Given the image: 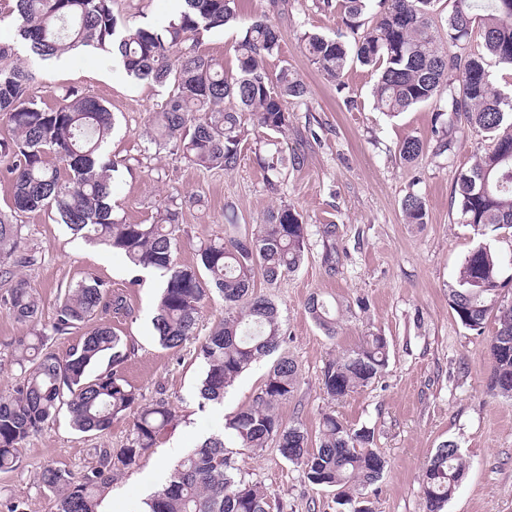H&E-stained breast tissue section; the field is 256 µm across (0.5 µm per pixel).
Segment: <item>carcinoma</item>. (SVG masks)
Listing matches in <instances>:
<instances>
[{"instance_id":"1","label":"carcinoma","mask_w":512,"mask_h":512,"mask_svg":"<svg viewBox=\"0 0 512 512\" xmlns=\"http://www.w3.org/2000/svg\"><path fill=\"white\" fill-rule=\"evenodd\" d=\"M438 0H320L319 9L340 10L351 42L314 32L300 36L309 61L330 81H338L356 62L378 73L377 106L396 117L409 109L434 105L438 126L432 152L451 150L458 121L489 143L457 177L460 222L486 236L512 229V94L493 82L490 63L512 69V0H454L451 13H437ZM117 0H15L16 36L36 61H49L80 47L115 56L125 73L169 87L161 110L153 113L148 140L156 152L181 156L205 170H235L242 147L255 144L269 190H279L287 163L284 147L265 152L286 137L292 124L288 100L307 94L304 82L288 68L276 78L266 58L279 54L280 33L263 15L242 31L235 48V69L196 51L202 36L238 20L236 0H183L177 17L157 27L124 19ZM481 25L482 49L472 48L474 23ZM0 47V120L12 131L0 142L8 159L14 214L45 213L89 242L118 251L137 268L163 278L153 320L160 345L181 347L196 337L204 304L216 294L224 318L200 344L204 375L201 405L224 400L226 389L254 362L274 353L285 339L277 306L255 292L260 276L272 286L296 272L307 250V224L292 206L269 211L262 224L248 229L224 225V236L201 245L194 266L174 260L180 232V207L158 211L152 224H131L112 206V179L118 163L104 155L114 118L92 96L67 90L50 107L29 96L33 73L9 61ZM252 115V127L242 113ZM424 144L407 137L399 145L406 162L417 160ZM401 209L408 224L427 223L424 199L412 192ZM22 246L21 225L0 216V310L29 334L12 344V364L20 374L0 389V472L20 462V450L45 425L67 413L72 427L103 435L112 422L130 418L129 437L120 448H97L99 466L80 475L47 466L38 480L56 498V512H96L97 492L121 470L137 467L165 430L178 425L179 408L166 398L147 400L127 382L121 366L135 354L104 318L129 316L126 297L94 277L60 289L55 315L44 325L41 298L15 269L37 263ZM502 258L484 243L465 259L448 305L467 329L482 332L489 318L497 328L489 342V389L512 398V303L500 299ZM315 324L337 334L336 309L320 294L307 300ZM91 321L96 325L79 343L60 354L51 344ZM386 337L372 333L355 349L331 361L322 389L339 401L381 377L388 365ZM105 369H100L103 361ZM298 384L296 363L282 357L266 374L252 404L226 419L217 433L184 454L167 479L145 502L143 512H268L267 494L238 477L229 435L239 448L261 451L276 444L280 455L304 470L314 485L333 488L339 504L359 506L358 491L382 476L386 460L373 448L375 434L354 428L334 412L322 413L313 440L299 422L285 423L276 409ZM466 464L457 445L444 442L427 461L421 487L428 512H441L462 481Z\"/></svg>"}]
</instances>
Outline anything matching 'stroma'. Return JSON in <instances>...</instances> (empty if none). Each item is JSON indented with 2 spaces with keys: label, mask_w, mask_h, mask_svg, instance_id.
<instances>
[{
  "label": "stroma",
  "mask_w": 512,
  "mask_h": 512,
  "mask_svg": "<svg viewBox=\"0 0 512 512\" xmlns=\"http://www.w3.org/2000/svg\"><path fill=\"white\" fill-rule=\"evenodd\" d=\"M14 6L15 0H0V45L13 48L17 63L31 66V94L51 105L72 88L97 98L114 115L106 152L119 163L112 183L117 211L127 222L150 224L169 200L181 202L179 265H195L200 244L223 235L227 211L247 226L263 223L269 210L282 205L303 215L308 250L301 268L275 288L257 285L280 311L286 335L279 352L299 369L296 390L278 407L283 421H301L313 434L322 413L332 410L352 427L374 430L375 449L387 467L362 491L373 512H427L422 468L448 440L456 443L466 471L443 512H512V399L488 388V346L496 324L488 322L484 334H476L448 306V288L465 257L486 240L461 223L452 199L457 175L484 146L481 138L462 127L448 155L427 152L405 162L398 151L405 137L433 138L431 106L388 117L374 105L375 71L355 63L341 82H330L299 48L302 32L332 38L344 33L340 14L320 12L313 0L279 6L272 0H239L242 22L265 14L281 34L280 54L266 61L269 75L289 67L308 89L304 103L288 105L293 115L288 148L304 154L305 163L289 170L274 194L265 186L253 144L244 145L238 168L229 173L202 171L155 153L145 131L167 88L131 79L106 53L74 51L62 64L31 62L26 46L14 38ZM411 192L424 196L427 223H405L401 201ZM17 221L27 247L38 256L36 265L20 274L43 300V321L55 314L60 286L87 276L105 280L133 311L110 320L136 347L122 368L124 378L146 398L162 396L179 408L178 426L160 436L139 467L99 492L98 512H142L185 452L252 403L273 360L264 358L246 370L223 403L201 405L203 363L196 342L169 350L155 338L158 278L135 268L123 254L87 244L46 214L27 213ZM326 224L335 225V238L323 237ZM330 250L337 259L332 270L324 261ZM315 292L337 303V336H326L308 314L306 302ZM372 333L389 342L385 373L330 402L322 390L325 367ZM128 434L125 418L99 436L75 431L66 416H59L29 439L16 470L0 473V512L15 502L24 512H54L39 472L53 465L84 473L97 462L95 449L121 447ZM234 457L242 477L266 491L269 512H339L335 490L310 483L276 446L257 453L238 448Z\"/></svg>",
  "instance_id": "1"
}]
</instances>
